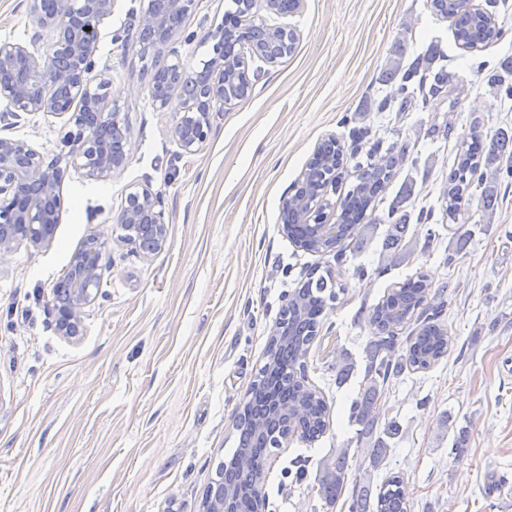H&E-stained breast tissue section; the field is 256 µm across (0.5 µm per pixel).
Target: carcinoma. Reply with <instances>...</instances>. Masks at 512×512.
<instances>
[{
  "instance_id": "cac0c4a2",
  "label": "carcinoma",
  "mask_w": 512,
  "mask_h": 512,
  "mask_svg": "<svg viewBox=\"0 0 512 512\" xmlns=\"http://www.w3.org/2000/svg\"><path fill=\"white\" fill-rule=\"evenodd\" d=\"M432 7L444 16L455 18L454 37L463 46L474 47L473 40L479 39V46L498 41L503 35V27L487 17L480 20L471 15L451 14L446 9L445 0H431ZM417 74V68L402 71L400 61H395L386 71L384 78L392 82L401 78L395 89L400 97V107L411 105L414 95L409 91V83ZM406 148H389L386 155L358 176V183L347 192L343 203V224L340 225L336 240L322 241L310 238L303 231H290L295 240L309 243V248L322 254L350 236L360 223L364 212L375 201L387 184L395 177ZM512 175V134L507 130L496 132L486 139L477 128H472L469 139L463 141L462 149L456 157L455 167L448 176V188L443 194L444 212L448 220L456 221L465 202L472 197V189L479 190L478 201L485 211H491L498 203L496 184L500 173ZM400 205L395 204L387 214V223L392 225L388 244L400 242L407 228V214H398ZM339 287L331 270L319 276L310 272L301 287L295 289L288 298V349L273 344L268 345L267 361L259 369L256 383L265 390L247 400L244 413L240 414L243 428L239 431L238 447L231 457L224 461L221 473L224 486L236 489L233 507L237 512H263L265 503L250 495L247 490L246 472L239 461L247 459L253 470L265 464L270 448L260 443L252 423H260L271 432L270 444L275 445L289 427L292 419L302 422L314 440L327 430L328 405L322 393L313 386H300L295 381L297 352H306L310 343L318 335L321 316L327 302L338 298L335 288ZM431 292V282L424 273L407 279L401 286L391 290L370 310V324L378 333V338L370 342L367 351V365L360 391L351 405V418L359 426L357 437L363 438L374 433L379 423L384 430L396 434L398 423L386 419V410L381 405L380 383L390 375L404 369L426 370L448 355L454 345V338L448 329L430 322V315L421 312ZM420 321L413 336L406 338V346H401L395 329L411 320ZM273 393L285 411L276 414L268 407L267 393ZM348 449L342 448L336 457L320 467L315 478L318 495L328 504H334L344 490H349L348 512H408V490L404 479L393 475L380 485L376 498H371L368 472L348 479ZM351 488H346L347 482Z\"/></svg>"
}]
</instances>
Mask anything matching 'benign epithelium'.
Wrapping results in <instances>:
<instances>
[{
  "instance_id": "1",
  "label": "benign epithelium",
  "mask_w": 512,
  "mask_h": 512,
  "mask_svg": "<svg viewBox=\"0 0 512 512\" xmlns=\"http://www.w3.org/2000/svg\"><path fill=\"white\" fill-rule=\"evenodd\" d=\"M303 0H261L259 9L230 15L208 33L213 56L201 70L203 79L189 74L180 60L173 37L195 9L197 0H148L139 17L135 52L143 61L154 63L151 97L160 109L178 114L174 137L186 154L197 153L208 140L211 114L233 106L224 97V73L231 70L247 84L253 82L245 58L227 57L228 35L251 28L262 33L265 42L277 38L298 40L290 26L269 25L259 14L288 16L297 13ZM114 0H29V11L38 25L56 35L50 51L36 56L27 46L0 41V100L14 113L68 117L79 128L73 164L91 180H104L125 169L129 163L126 146L130 130L120 118L117 103L110 100V81L93 75L99 26L110 16ZM169 58L160 65L158 61ZM345 154L323 160L313 155L301 178L284 197L279 229L309 224L323 240L336 237L340 220L336 205L327 200L328 188L336 186L345 168ZM326 169L329 180L314 198L308 191V169ZM63 171L25 139L0 137V265L7 262L15 246L26 241L34 246L48 242L59 222L64 201L60 192ZM120 239L142 254L161 251L168 240L169 225L161 197L149 187L128 192L116 219ZM108 241L93 236L72 256L67 273L53 286L51 313L57 332L67 338L79 335L85 308L95 298L102 269L99 264ZM223 478L207 489L210 497L202 512H232L231 498L224 497Z\"/></svg>"
}]
</instances>
